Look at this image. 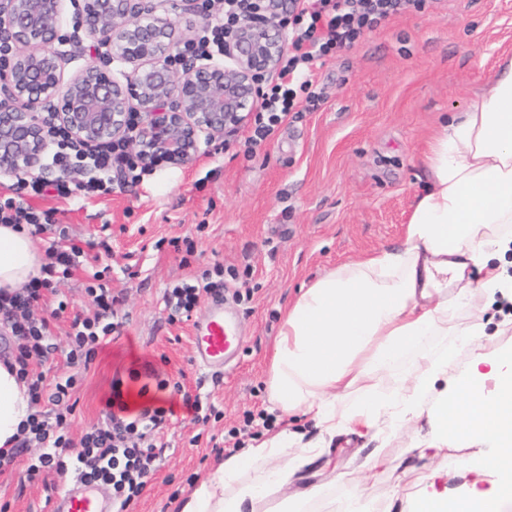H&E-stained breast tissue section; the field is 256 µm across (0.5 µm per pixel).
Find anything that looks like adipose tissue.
I'll return each mask as SVG.
<instances>
[{
    "label": "adipose tissue",
    "instance_id": "1",
    "mask_svg": "<svg viewBox=\"0 0 512 512\" xmlns=\"http://www.w3.org/2000/svg\"><path fill=\"white\" fill-rule=\"evenodd\" d=\"M426 181L400 245L337 266L305 288L282 318L268 373V400L313 421L320 439L380 426L397 431L429 414L426 448L482 446L474 481L455 497L431 478L397 487L402 512H507L512 507V348L472 346V326L455 346L468 359L442 391L440 357L411 386L378 390L376 379L424 338L447 330L456 311L512 296V271L494 264L512 248V56L467 110L444 115L423 157ZM45 263L26 230L0 224V292L40 276ZM32 412L27 388L0 361V454ZM318 441L284 428L219 459L177 512H299L291 468L319 457ZM287 458V467L270 463Z\"/></svg>",
    "mask_w": 512,
    "mask_h": 512
}]
</instances>
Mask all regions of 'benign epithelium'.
<instances>
[{
  "instance_id": "7a95c632",
  "label": "benign epithelium",
  "mask_w": 512,
  "mask_h": 512,
  "mask_svg": "<svg viewBox=\"0 0 512 512\" xmlns=\"http://www.w3.org/2000/svg\"><path fill=\"white\" fill-rule=\"evenodd\" d=\"M132 0H83L76 31L104 55L135 65L121 82L92 61L67 78L56 47L65 41L64 0H0V172L46 170L51 127L42 109L53 107L71 137L92 147L128 136V113L141 122L132 138L138 159L162 155L182 165L198 152V134L237 129L256 106L257 78L276 69L288 37L275 0L251 8L224 42L232 65L172 67L183 42L156 10L136 13Z\"/></svg>"
}]
</instances>
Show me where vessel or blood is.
I'll return each instance as SVG.
<instances>
[{"label": "vessel or blood", "mask_w": 512, "mask_h": 512, "mask_svg": "<svg viewBox=\"0 0 512 512\" xmlns=\"http://www.w3.org/2000/svg\"><path fill=\"white\" fill-rule=\"evenodd\" d=\"M240 347L236 325L225 316L223 303L214 304L196 326L194 348L198 366L205 371L223 370ZM54 512H112V500L98 486L76 480L61 493Z\"/></svg>", "instance_id": "1"}]
</instances>
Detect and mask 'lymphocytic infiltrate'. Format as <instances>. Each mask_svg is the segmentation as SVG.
<instances>
[{
  "label": "lymphocytic infiltrate",
  "instance_id": "obj_1",
  "mask_svg": "<svg viewBox=\"0 0 512 512\" xmlns=\"http://www.w3.org/2000/svg\"><path fill=\"white\" fill-rule=\"evenodd\" d=\"M424 0H290L292 16L288 50L283 57L277 81L265 93L251 119V131L243 145L253 152L271 141L289 116L298 114L300 103L317 107L322 91L313 90L314 76L337 50L353 47L365 32L376 30L389 17L407 6L422 7ZM250 7V0H202L203 10L217 9L215 22L180 47L178 61L220 56L224 39ZM55 151L47 166L55 177H33L21 184L0 183V224L27 226L31 234L45 233L54 222L55 209L47 200L69 202L111 194L114 186L139 184L150 174L149 166L137 165L127 140L119 139L94 148L76 143L61 127L54 130ZM83 249L59 231L46 250L47 262L39 278L20 291L0 299V321L7 326L12 341V358L20 380L24 381L32 403L48 400L58 406L54 416L33 415L21 447L35 443L41 452L27 468L28 480H36L43 469L58 475L76 474L82 481L112 488V512H128L147 486L161 458L159 439L171 422L173 409L152 404L130 410L123 400L125 381L139 383L141 393L170 389L169 378L154 372L130 371L127 378H115L105 400L102 426L73 441L67 433V415L73 412L71 394L78 377L48 383L46 363L55 347L50 343V322L37 316L34 308L45 292L54 291L70 279L80 264ZM222 265L205 271L200 283L174 286L165 294L172 315L188 316L202 295L216 292ZM85 291L97 307L95 317L74 316L71 321L66 358L76 369H85L111 338L123 333L122 321H107L106 315L120 298L100 284L99 273H92Z\"/></svg>",
  "mask_w": 512,
  "mask_h": 512
}]
</instances>
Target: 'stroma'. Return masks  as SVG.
<instances>
[{
	"mask_svg": "<svg viewBox=\"0 0 512 512\" xmlns=\"http://www.w3.org/2000/svg\"><path fill=\"white\" fill-rule=\"evenodd\" d=\"M505 54L512 55V0H425L422 9H404L328 58L314 76L323 102L288 120L255 152L244 151L243 126L224 134L222 150L201 144L189 164L164 162L136 187L64 204L58 227L77 240L106 241L112 253L104 255L98 246L86 250L73 277L39 305L47 312L56 299L68 303L67 314L51 323L52 375L73 372L66 359L72 314L96 313L85 293L89 273L101 272L103 284L121 295L114 314L127 321L73 393L72 438L102 423L114 377L148 364L183 385L179 394L152 395L155 405L173 407L175 416L161 437L159 465L129 512H173L177 499L209 475L218 454L283 427L277 414L258 418L268 412L265 385L283 311L299 289L328 270L401 242L425 177L423 153L441 116L466 109ZM184 237L195 242L187 262L171 244ZM217 263L237 273L225 279L222 297L243 345L236 366L211 377L194 362L193 333L213 296H202L190 319L173 321L164 294L175 284L195 283ZM503 311L499 302L477 312L461 310L447 333L429 337L380 379V388L392 389L402 376L428 368L477 322L495 344L512 347V329H500ZM186 394L214 405L219 418L192 422L182 404ZM430 431L424 415L394 436L338 434L324 450L339 475L336 483L321 485L315 464L294 476L293 488L320 485L305 508L330 512L359 479L371 512H401L392 497L398 480L438 470V490L456 495L467 480L462 463L473 449L453 443L438 454L415 451ZM377 447L387 469L362 470ZM39 453L35 446L23 449L0 471V508L6 512H51L64 490L66 479L52 470L28 482L27 467Z\"/></svg>",
	"mask_w": 512,
	"mask_h": 512,
	"instance_id": "35a3bbf8",
	"label": "stroma"
}]
</instances>
